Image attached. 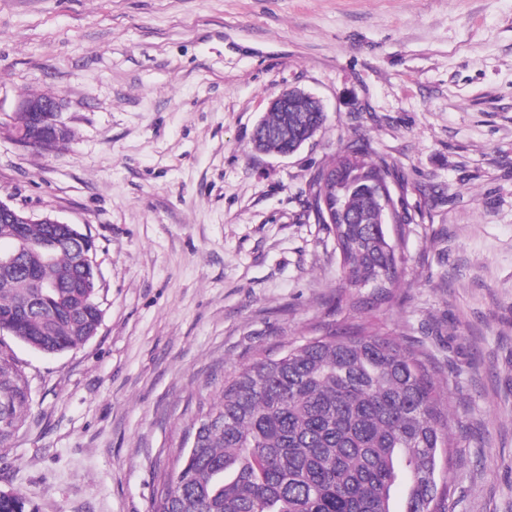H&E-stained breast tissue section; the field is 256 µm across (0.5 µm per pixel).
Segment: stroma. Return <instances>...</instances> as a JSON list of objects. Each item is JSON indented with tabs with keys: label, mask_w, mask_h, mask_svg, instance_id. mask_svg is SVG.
<instances>
[{
	"label": "stroma",
	"mask_w": 512,
	"mask_h": 512,
	"mask_svg": "<svg viewBox=\"0 0 512 512\" xmlns=\"http://www.w3.org/2000/svg\"><path fill=\"white\" fill-rule=\"evenodd\" d=\"M326 107L289 157L252 148L282 89ZM55 96L69 143L12 134ZM370 144L405 269L359 323L430 352L452 414L447 512H512V0H0V201L90 234L101 326L0 336L31 409L0 489L40 512H149L198 402L257 351L342 328L312 174Z\"/></svg>",
	"instance_id": "stroma-1"
}]
</instances>
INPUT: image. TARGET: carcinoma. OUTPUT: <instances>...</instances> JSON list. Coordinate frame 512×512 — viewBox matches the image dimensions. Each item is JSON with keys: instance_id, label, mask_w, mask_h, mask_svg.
Masks as SVG:
<instances>
[{"instance_id": "obj_1", "label": "carcinoma", "mask_w": 512, "mask_h": 512, "mask_svg": "<svg viewBox=\"0 0 512 512\" xmlns=\"http://www.w3.org/2000/svg\"><path fill=\"white\" fill-rule=\"evenodd\" d=\"M392 171L365 143L337 152L311 177L312 204L340 198L345 221L326 225L355 313L356 288L389 299L404 262L387 225L364 195L365 181ZM70 228L22 227V253L0 272V317L19 315L11 336L48 354L89 339L101 313L96 273L66 239ZM30 410L27 379L0 343V446ZM448 399L426 351L404 337L358 324L328 329L280 357L258 355L224 381L215 401H199L187 454L177 448L151 512H445L448 500ZM405 486L400 506L393 490ZM0 512H40L22 493L0 491Z\"/></svg>"}]
</instances>
